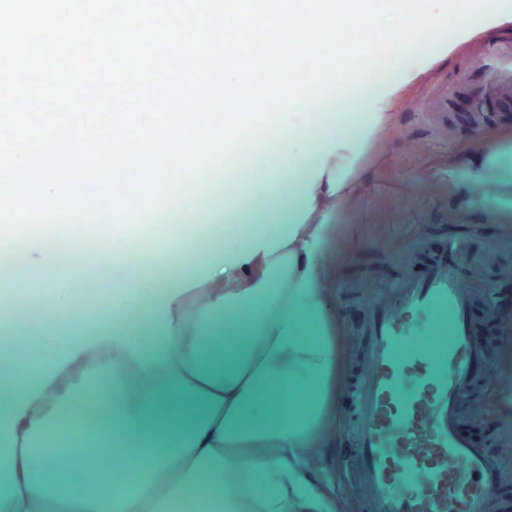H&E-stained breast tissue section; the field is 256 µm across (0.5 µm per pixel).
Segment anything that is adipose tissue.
<instances>
[{
  "instance_id": "1",
  "label": "adipose tissue",
  "mask_w": 512,
  "mask_h": 512,
  "mask_svg": "<svg viewBox=\"0 0 512 512\" xmlns=\"http://www.w3.org/2000/svg\"><path fill=\"white\" fill-rule=\"evenodd\" d=\"M395 92L366 112L274 123L254 149L310 145L288 157L287 207L222 246L200 236L163 282L125 265L124 298L94 327L35 370L0 361V512H323L302 472L330 436L340 347L331 227L315 213L351 194ZM461 184L481 187L487 214L511 215L512 137L487 140ZM135 321L146 335H130Z\"/></svg>"
}]
</instances>
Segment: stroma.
<instances>
[{
    "instance_id": "35a3bbf8",
    "label": "stroma",
    "mask_w": 512,
    "mask_h": 512,
    "mask_svg": "<svg viewBox=\"0 0 512 512\" xmlns=\"http://www.w3.org/2000/svg\"><path fill=\"white\" fill-rule=\"evenodd\" d=\"M512 14V0H497L496 16L469 15L426 48L401 56L385 70L363 81L359 93L372 100L389 84L399 85L394 101V123L374 143L361 169L360 185L344 211L324 205L322 223L332 235L326 270L334 288V306L341 317L343 362L339 390L360 374L362 358L357 325L366 304L381 297L403 280L416 277L423 265L449 242L460 241L478 256L484 268L464 271V284L472 300V318L481 320L488 290L512 297V216L493 219L474 194L462 193L455 167L491 135L512 133V94L494 107L495 122L473 123L470 107V69L484 42L512 39V24H498L497 15ZM449 92L446 116H437L435 101ZM288 166L251 167L228 184L223 195L208 196L203 207L157 211L112 210L116 224L133 225L126 242L142 248V262L155 278L176 275L178 264L162 254L169 239L167 227L187 225L185 240H192L198 224L225 227L221 217L231 214L246 222L262 221L269 209L288 204ZM94 222L47 229L45 244L56 248L60 263L55 273L30 266L39 278L36 294L0 287V335L25 336L39 354L64 345L79 326H92L113 298L111 263L81 249L77 240L90 238ZM67 278L70 304L81 308L83 323L60 317L52 291V276ZM496 341L491 350L493 376L482 382L474 405L481 410L480 441L502 457L506 476L497 487L503 512H512V383L498 371L512 370V320L496 315L491 325ZM344 403H337L333 445L323 449L309 465L308 481L320 490L329 512H363V492L358 485L354 455L343 436Z\"/></svg>"
}]
</instances>
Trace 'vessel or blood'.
Returning a JSON list of instances; mask_svg holds the SVG:
<instances>
[{
	"label": "vessel or blood",
	"mask_w": 512,
	"mask_h": 512,
	"mask_svg": "<svg viewBox=\"0 0 512 512\" xmlns=\"http://www.w3.org/2000/svg\"><path fill=\"white\" fill-rule=\"evenodd\" d=\"M476 117L512 91V43L488 42L472 68ZM449 257L370 304L361 324L366 368L349 392L348 438L366 512H497L502 462L459 427L487 348L475 336L462 267Z\"/></svg>",
	"instance_id": "b4317fda"
}]
</instances>
